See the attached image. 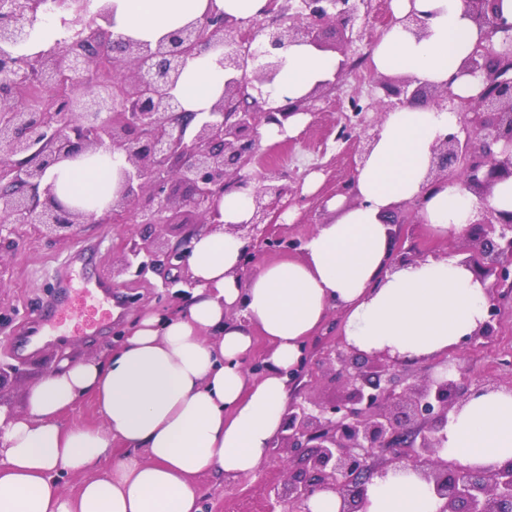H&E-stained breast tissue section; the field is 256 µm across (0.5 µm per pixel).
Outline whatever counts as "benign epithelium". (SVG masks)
Listing matches in <instances>:
<instances>
[{
	"label": "benign epithelium",
	"instance_id": "7a95c632",
	"mask_svg": "<svg viewBox=\"0 0 512 512\" xmlns=\"http://www.w3.org/2000/svg\"><path fill=\"white\" fill-rule=\"evenodd\" d=\"M497 0H468L470 17L484 37L459 73L481 79L479 93L461 97L451 82L434 84L416 77H392L371 71L379 95L363 104L352 95L334 120V143L351 155L352 167L368 157L383 113L413 103L449 109L459 117L458 129L434 148L426 176L427 189L449 183L452 172L474 193L485 196L512 177V22ZM45 0H0V69L15 66V79L0 89V241L15 226L29 224L59 239L89 222L84 211L62 205L52 187H41L46 171L82 153H119L126 166L112 204L95 219L125 224H216L224 191L248 190L253 198L249 223L234 230L247 240L239 276L252 272L260 251H300L304 241L269 233V225L293 207L311 202L326 210L327 201L345 195L357 200L347 179L333 194L311 200L301 182L287 179L277 167L261 164L259 128H284L299 112L316 116V103L348 76V49L364 39L356 26L360 9L371 0H267L268 22L250 24L224 13L189 23L152 46L115 38L110 9L63 21L71 34L65 46L33 54L24 52ZM421 38L425 21L412 10L395 19ZM340 34L334 50L345 58L333 82L285 108L270 103L281 67L275 54L293 44L324 48L327 27ZM224 48L221 64L231 78L224 93L203 114L187 112L174 94L188 63L197 55ZM186 191L177 195V187ZM421 201L396 206L386 223L399 227L419 218ZM464 263L476 278L490 282L487 319L464 344L476 345L495 333L500 300L512 288V215L484 207L462 237ZM124 269L140 259L137 274L174 268L183 255L164 250L154 239L134 241ZM434 365L444 371L419 373L413 365L386 354L366 356L344 340L318 358L305 352L292 379L317 382L315 370H326L343 382L346 395L325 403L316 396H295L271 447L288 452L287 478L273 488L271 512H308L307 501L331 490L343 502L341 512H361L367 485L390 468L411 466L443 500L440 512H512V462L482 470L438 458L450 415L470 392L448 377L454 358Z\"/></svg>",
	"mask_w": 512,
	"mask_h": 512
}]
</instances>
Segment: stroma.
Wrapping results in <instances>:
<instances>
[{
  "label": "stroma",
  "mask_w": 512,
  "mask_h": 512,
  "mask_svg": "<svg viewBox=\"0 0 512 512\" xmlns=\"http://www.w3.org/2000/svg\"><path fill=\"white\" fill-rule=\"evenodd\" d=\"M355 93L366 98L373 90L370 84L345 80L323 103L321 115L310 118L291 149L271 142L263 144V151L270 156L295 155V163L286 165L285 170L289 176L301 179L303 195L332 192L337 182L352 176L349 156H336L330 166L324 167L304 154L303 148L307 135L329 129L342 100ZM184 233V226L178 224L149 228L134 223H87L74 237L55 240L31 226H17L11 243L0 246V406L22 411L26 388L49 371L58 356L81 359L99 355L111 346L114 334L124 330L142 310L165 309L167 271L151 272L140 279L122 272L121 267L132 240L152 235L163 246L173 247ZM398 243L428 256L462 247L461 241L435 237L421 222L402 225ZM75 253L80 254L91 278L112 284V322L94 336H34L42 307L63 296L56 282L57 269ZM458 364L459 371L452 374L456 381L473 384L489 380L504 386L512 383V299L501 303L494 336L463 352ZM286 458L285 452L270 450L259 471L232 480L199 474L195 484L202 512H265L271 487L285 479Z\"/></svg>",
  "instance_id": "obj_1"
}]
</instances>
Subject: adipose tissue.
I'll return each mask as SVG.
<instances>
[{
    "label": "adipose tissue",
    "instance_id": "ef3b65f1",
    "mask_svg": "<svg viewBox=\"0 0 512 512\" xmlns=\"http://www.w3.org/2000/svg\"><path fill=\"white\" fill-rule=\"evenodd\" d=\"M267 0H112V33L156 42L216 9L237 19L261 17ZM427 16V35L415 38L394 24L372 48V67L406 74L454 93L477 94L478 81L460 74L482 33L465 0H396L398 16ZM272 92L280 100L307 95L333 80L341 58L315 46L282 50ZM220 52L195 58L177 96L185 110H208L223 94ZM456 113L424 103L385 113L375 145L354 173L358 203L329 199L331 217L307 238L303 253L259 266L239 280L245 241L233 225L249 223L251 197L224 193L222 221L188 235L187 271L195 286L176 310L142 312L121 344L98 357L62 359L29 386L24 411L0 408V512H201L195 475L231 478L256 473L280 431L291 399L290 374L307 339L332 310L341 333L364 355L428 361L456 353L486 318L488 290L461 257H430L387 268L396 205L423 199L420 216L443 239L461 237L488 205L512 212V178L479 199L461 184L424 196L432 151L458 126ZM122 158L86 152L52 167L46 180L57 199L101 216L117 189ZM240 310L237 319L229 318ZM271 347L260 376L246 358L253 336ZM92 397L101 423H65L64 414ZM438 457L466 467L512 461V393L473 395L452 415ZM123 457L98 470L113 445ZM78 475L77 495L59 474ZM440 500L417 472L405 468L373 478L364 512H439Z\"/></svg>",
    "mask_w": 512,
    "mask_h": 512
}]
</instances>
